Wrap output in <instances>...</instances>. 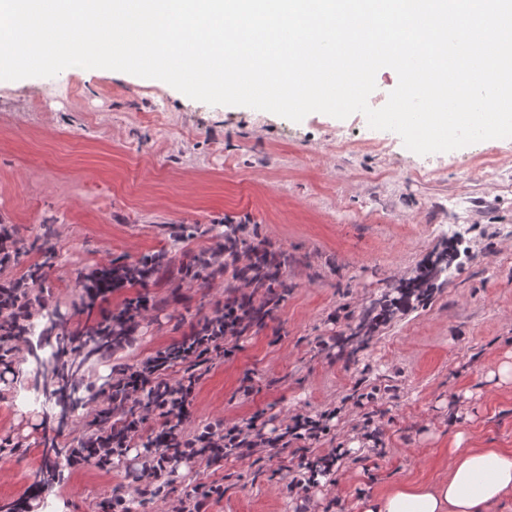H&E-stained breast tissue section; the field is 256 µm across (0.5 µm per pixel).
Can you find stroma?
Instances as JSON below:
<instances>
[{"mask_svg": "<svg viewBox=\"0 0 512 512\" xmlns=\"http://www.w3.org/2000/svg\"><path fill=\"white\" fill-rule=\"evenodd\" d=\"M407 153L360 113L296 123L108 69L0 81V224L33 246L0 282L52 247L42 300L61 319L58 334L31 336L0 365V438L22 443L0 450V512L32 486L36 512H109L113 490L132 482L133 457L71 470L63 449L105 408L114 364L168 349L224 305L223 278L202 288L162 273L85 307L74 269L161 252L186 262L212 253L231 226L283 260L288 293L202 379L186 428L253 418L271 431L297 413L340 414L291 455L179 465L169 500L216 481L224 497L208 512H293L291 471L338 447L310 510L361 512V499L389 483L442 478L456 435L468 448L512 449V380L499 373L512 364V138L419 155L413 170L395 162ZM440 254L447 271L402 299ZM140 296L152 307L130 343L85 357L81 329ZM75 358L84 402L63 420L43 365ZM370 390L377 444L356 430L354 402Z\"/></svg>", "mask_w": 512, "mask_h": 512, "instance_id": "stroma-1", "label": "stroma"}]
</instances>
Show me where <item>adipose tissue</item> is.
I'll list each match as a JSON object with an SVG mask.
<instances>
[{
    "label": "adipose tissue",
    "mask_w": 512,
    "mask_h": 512,
    "mask_svg": "<svg viewBox=\"0 0 512 512\" xmlns=\"http://www.w3.org/2000/svg\"><path fill=\"white\" fill-rule=\"evenodd\" d=\"M512 493V452L448 450V472L435 482L398 483L362 502V512H485Z\"/></svg>",
    "instance_id": "obj_1"
}]
</instances>
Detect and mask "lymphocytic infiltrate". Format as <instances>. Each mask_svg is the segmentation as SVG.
Masks as SVG:
<instances>
[{"label": "lymphocytic infiltrate", "mask_w": 512, "mask_h": 512, "mask_svg": "<svg viewBox=\"0 0 512 512\" xmlns=\"http://www.w3.org/2000/svg\"><path fill=\"white\" fill-rule=\"evenodd\" d=\"M249 321L245 303L227 299L222 313L209 318L180 344L137 365L113 367L116 381L108 396L112 416L96 420L93 428L83 433L78 448L68 459L69 467L76 469L92 462L105 469L114 460L125 458L142 429L145 414L159 420L161 429L138 458L133 490L113 493L110 512H130L128 497L132 494L158 497L157 482L180 464L203 459L213 465L232 456L240 459L252 456L259 448L283 452L295 441L316 443L327 435L329 427L323 414L295 415L273 436L252 421L228 427L218 420L193 431L186 430L183 420L203 377L202 366L228 355V343L240 338ZM180 363L185 366L182 376L170 380L169 370ZM136 402L141 403L143 416L127 417V407Z\"/></svg>", "instance_id": "lymphocytic-infiltrate-1"}]
</instances>
